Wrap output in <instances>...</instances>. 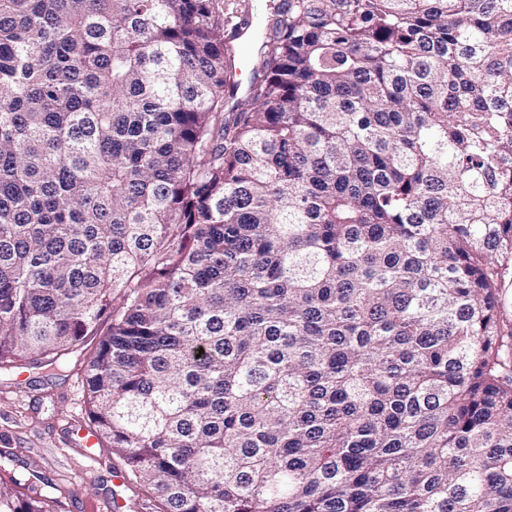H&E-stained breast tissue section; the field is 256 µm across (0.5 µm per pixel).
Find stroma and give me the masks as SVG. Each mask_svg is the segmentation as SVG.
I'll list each match as a JSON object with an SVG mask.
<instances>
[{
	"label": "stroma",
	"mask_w": 512,
	"mask_h": 512,
	"mask_svg": "<svg viewBox=\"0 0 512 512\" xmlns=\"http://www.w3.org/2000/svg\"><path fill=\"white\" fill-rule=\"evenodd\" d=\"M86 354L83 347L70 352L54 372L28 363L0 369V477L64 487L72 495L67 512L105 499L117 512H146L135 483L114 484L124 467L111 448L88 453L71 439L73 427L89 424L81 381Z\"/></svg>",
	"instance_id": "stroma-1"
}]
</instances>
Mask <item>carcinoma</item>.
Listing matches in <instances>:
<instances>
[{"label": "carcinoma", "instance_id": "carcinoma-1", "mask_svg": "<svg viewBox=\"0 0 512 512\" xmlns=\"http://www.w3.org/2000/svg\"><path fill=\"white\" fill-rule=\"evenodd\" d=\"M0 0V366L83 369L149 512H512V0ZM0 512H63L66 490ZM224 4V15L226 17H231L232 23L230 21L229 25L225 27L224 36L227 40L234 38V29H232L233 24L238 22V18L236 16H240L245 11H249L250 15L253 19V25H262L257 37L251 43H238V41H234V43H238L237 51L235 53V65H236V80H238L240 84V90L235 99L231 100L229 104V108L231 105L236 104L237 102H243L245 100V91L248 87L250 77H251V67L253 62L249 61V59L254 55L257 49L258 41L264 31L267 20L272 15L274 4L278 3L280 0H219ZM223 1V2H222Z\"/></svg>", "mask_w": 512, "mask_h": 512}]
</instances>
